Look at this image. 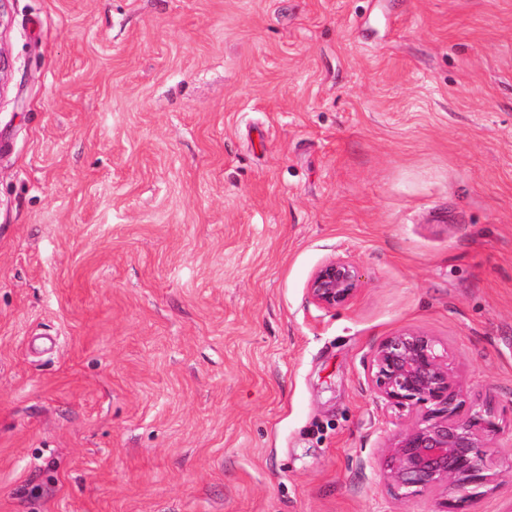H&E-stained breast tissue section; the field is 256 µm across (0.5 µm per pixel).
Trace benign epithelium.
Returning <instances> with one entry per match:
<instances>
[{
    "instance_id": "1",
    "label": "benign epithelium",
    "mask_w": 512,
    "mask_h": 512,
    "mask_svg": "<svg viewBox=\"0 0 512 512\" xmlns=\"http://www.w3.org/2000/svg\"><path fill=\"white\" fill-rule=\"evenodd\" d=\"M361 275L344 257L323 262L312 274L307 293L323 310L348 305L358 294ZM369 378L377 401L391 409L426 414L412 421L388 445L386 468L401 497L442 496L440 512H478L476 505L493 476L487 453L502 432L490 402L475 403L448 367V352L433 336L398 331L376 346Z\"/></svg>"
}]
</instances>
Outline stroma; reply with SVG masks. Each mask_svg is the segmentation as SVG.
Returning <instances> with one entry per match:
<instances>
[{
  "label": "stroma",
  "instance_id": "35a3bbf8",
  "mask_svg": "<svg viewBox=\"0 0 512 512\" xmlns=\"http://www.w3.org/2000/svg\"><path fill=\"white\" fill-rule=\"evenodd\" d=\"M0 59V512H436L403 329L512 512V0H0ZM357 265L344 257L323 262L312 274L307 293L310 301L323 310H336L348 305L361 289ZM369 378L377 401L416 418L386 446L385 458L401 498L442 496L436 512H478L480 490L493 480L485 457L503 431L491 402L475 403L448 367V352L433 336L411 329L376 346Z\"/></svg>",
  "mask_w": 512,
  "mask_h": 512
}]
</instances>
